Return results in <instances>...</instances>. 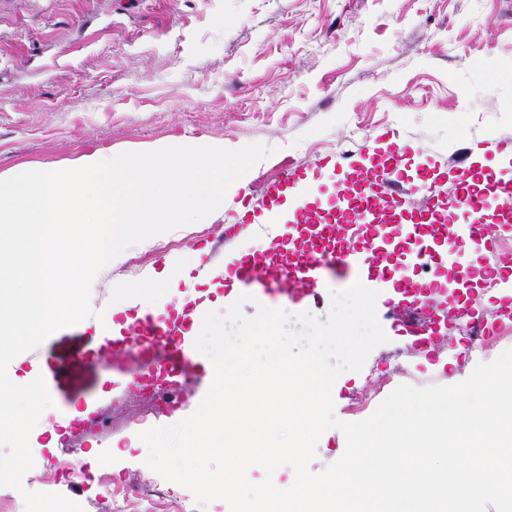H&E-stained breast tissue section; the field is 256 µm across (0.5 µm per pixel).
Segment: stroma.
<instances>
[{
  "label": "stroma",
  "instance_id": "stroma-1",
  "mask_svg": "<svg viewBox=\"0 0 512 512\" xmlns=\"http://www.w3.org/2000/svg\"><path fill=\"white\" fill-rule=\"evenodd\" d=\"M490 139L512 140V0H0V175L63 170L96 151L212 141L271 150L242 187L226 191L223 212L133 244L100 270L89 296L96 313H110L118 286L189 262L195 249L223 261L222 234L263 223L250 197L289 170L312 199L334 190L338 155L405 145L406 169L430 163L436 186L451 194L454 156ZM456 305L444 289L425 314L379 294L388 341L340 383L336 417L364 420L402 384H450L427 365L462 341ZM432 315L442 336L425 351L399 324ZM84 329L55 331L15 357L9 377L31 382ZM210 369L202 364L183 381L175 406L146 414L139 391H112L108 362L77 367L50 415L88 405L107 427L72 426L52 447L31 431L34 466L22 490L0 487V512H25V490L63 495L84 512H231L225 500L199 504L151 470L139 439L191 416ZM116 448L125 457L113 456Z\"/></svg>",
  "mask_w": 512,
  "mask_h": 512
}]
</instances>
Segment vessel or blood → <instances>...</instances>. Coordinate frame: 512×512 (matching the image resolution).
<instances>
[{
	"mask_svg": "<svg viewBox=\"0 0 512 512\" xmlns=\"http://www.w3.org/2000/svg\"><path fill=\"white\" fill-rule=\"evenodd\" d=\"M402 161V156L393 152L386 157L380 170L364 171L350 155H341L338 165L352 186L337 188L326 196L324 204L330 212L347 216V223L323 225L319 240L279 264L244 255L228 265V272L246 286L248 295L256 301L268 302L281 293L300 299L315 295L329 273L344 276L354 271L363 272L372 265L382 266V252L365 237L366 224L381 211L399 210L405 204L408 192L428 187L431 180L429 167H422L413 177L403 169ZM455 182L457 192L448 202L427 196L426 208L420 212L418 223L432 220L443 224L447 222L446 208L463 209L466 222L452 225L459 249L475 247L493 252L498 234L487 219L492 213L512 205V181L504 179L494 167L467 160L459 164ZM401 236L412 245L411 262L429 257L430 249L422 244L420 232H407L403 225H396L394 232L383 236L382 241L389 245ZM184 310V315L166 317L143 310L133 323L123 328L121 338L110 343L83 342L72 350L69 360L46 364L39 373L46 383L55 384L64 379L71 364L113 357L118 361L112 371L113 386L130 387L134 384L132 374L122 363L134 355L149 368L165 371L170 380H179L193 368L186 317L190 314L205 316L207 304L204 297L189 300Z\"/></svg>",
	"mask_w": 512,
	"mask_h": 512,
	"instance_id": "b4317fda",
	"label": "vessel or blood"
}]
</instances>
